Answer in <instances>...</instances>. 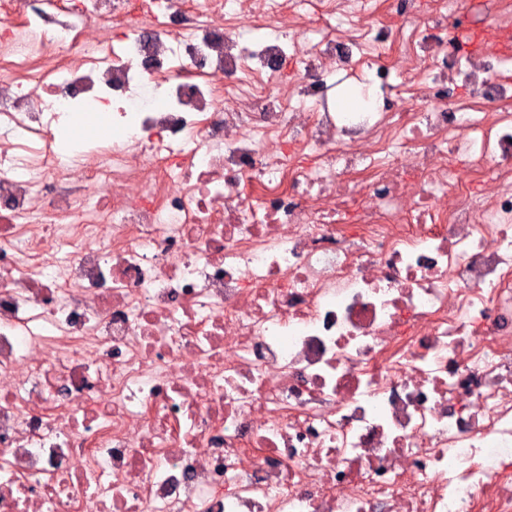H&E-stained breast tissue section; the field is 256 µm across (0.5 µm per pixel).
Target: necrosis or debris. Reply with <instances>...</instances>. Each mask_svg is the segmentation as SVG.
Wrapping results in <instances>:
<instances>
[{"label":"necrosis or debris","instance_id":"necrosis-or-debris-1","mask_svg":"<svg viewBox=\"0 0 512 512\" xmlns=\"http://www.w3.org/2000/svg\"><path fill=\"white\" fill-rule=\"evenodd\" d=\"M474 7L0 0V512H512V84L447 38ZM341 72L380 103L337 111Z\"/></svg>","mask_w":512,"mask_h":512}]
</instances>
